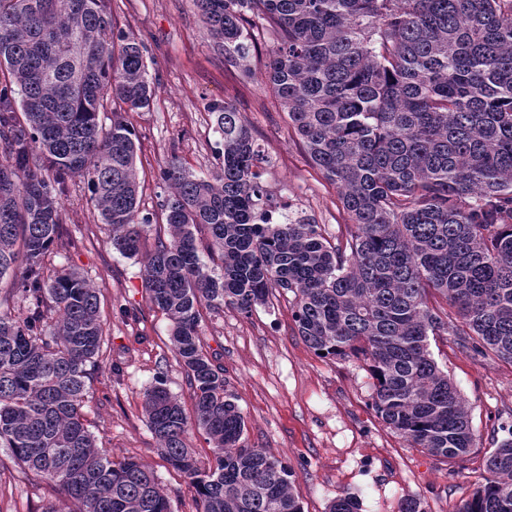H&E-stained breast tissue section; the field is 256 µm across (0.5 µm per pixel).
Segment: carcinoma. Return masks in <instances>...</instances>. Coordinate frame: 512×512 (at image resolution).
<instances>
[{
    "instance_id": "cac0c4a2",
    "label": "carcinoma",
    "mask_w": 512,
    "mask_h": 512,
    "mask_svg": "<svg viewBox=\"0 0 512 512\" xmlns=\"http://www.w3.org/2000/svg\"><path fill=\"white\" fill-rule=\"evenodd\" d=\"M194 3L224 62L248 76L259 37L270 41L264 82L336 186L346 241L282 212L240 112L215 102L217 167L159 165L169 238L143 252L153 217L139 208L127 116L154 94L146 46L117 27L111 0H0V281L14 277L27 304L0 311V447L60 494L65 507L45 512H171L153 470L110 459L85 423L87 366L105 337L97 289L44 264L75 179L112 247L144 256L145 292L170 322L193 414L161 369L143 409L197 512H303L293 469L245 444L224 369L203 349V305L249 316L293 293L309 348L365 361L382 422L448 460L469 455L473 432L430 338L512 362V0ZM191 427L211 445L207 469L185 444ZM484 472L457 512H512V430Z\"/></svg>"
}]
</instances>
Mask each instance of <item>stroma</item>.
<instances>
[{"instance_id":"1","label":"stroma","mask_w":512,"mask_h":512,"mask_svg":"<svg viewBox=\"0 0 512 512\" xmlns=\"http://www.w3.org/2000/svg\"><path fill=\"white\" fill-rule=\"evenodd\" d=\"M111 8L118 26L147 46L155 87L149 108L129 115L143 211L161 213L157 170L170 154L195 174L213 171L217 136L208 106L226 100L270 160L262 179L274 200L312 216L329 239L345 237L348 217L335 186L309 161L264 85L265 54L251 58L248 76L226 65L193 0H112ZM64 212L67 245L47 263L92 280L106 328L87 383L88 428L113 459L148 465L172 512H196L193 492L162 457L143 410V393L161 365L170 391L185 412L193 410V391L169 341L170 322L147 298L142 259L113 249L84 184L74 186ZM292 299L273 295L248 316L230 307L201 310L204 347L224 367L246 421V443L294 469L303 512H328L343 496L356 497L361 512H398L408 496L421 497L427 512H456L480 483L496 439L512 429V363L462 351L449 336L431 341L434 359L468 402L474 434L471 453L448 462L386 428L372 407L373 380L362 362L323 358L307 346L292 319ZM61 505L52 486L0 447V512Z\"/></svg>"}]
</instances>
